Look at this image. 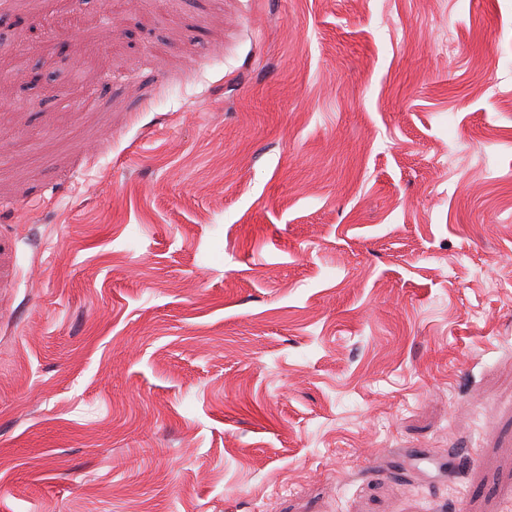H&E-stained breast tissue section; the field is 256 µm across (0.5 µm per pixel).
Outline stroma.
I'll return each instance as SVG.
<instances>
[{"label":"stroma","instance_id":"35a3bbf8","mask_svg":"<svg viewBox=\"0 0 512 512\" xmlns=\"http://www.w3.org/2000/svg\"><path fill=\"white\" fill-rule=\"evenodd\" d=\"M0 16V512H512V0Z\"/></svg>","mask_w":512,"mask_h":512}]
</instances>
